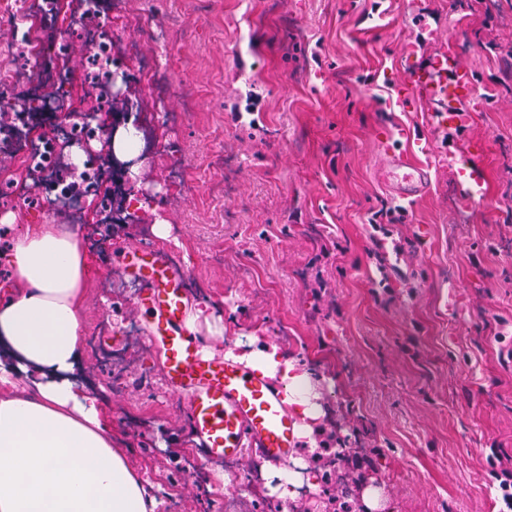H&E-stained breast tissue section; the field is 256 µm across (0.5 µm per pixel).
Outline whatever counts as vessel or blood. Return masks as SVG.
<instances>
[{"label": "vessel or blood", "instance_id": "vessel-or-blood-1", "mask_svg": "<svg viewBox=\"0 0 512 512\" xmlns=\"http://www.w3.org/2000/svg\"><path fill=\"white\" fill-rule=\"evenodd\" d=\"M410 85L431 105L439 131L467 124L471 80L453 54L430 56L413 70ZM393 165L400 194L420 195L430 180L428 170L400 155ZM448 171L459 198L475 203L485 170L473 149L449 152ZM122 257L128 277L140 286L146 338L163 356L167 386L182 397L185 416L203 443L202 455L235 459L251 446L266 458L287 460L297 444L295 418L269 378L236 359L204 353L187 326L185 268L157 247L130 246Z\"/></svg>", "mask_w": 512, "mask_h": 512}]
</instances>
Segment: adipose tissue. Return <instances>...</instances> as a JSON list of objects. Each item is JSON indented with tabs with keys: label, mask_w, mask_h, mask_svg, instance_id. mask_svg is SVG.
<instances>
[{
	"label": "adipose tissue",
	"mask_w": 512,
	"mask_h": 512,
	"mask_svg": "<svg viewBox=\"0 0 512 512\" xmlns=\"http://www.w3.org/2000/svg\"><path fill=\"white\" fill-rule=\"evenodd\" d=\"M0 292V512H158L148 481L112 444L102 392L85 379L88 246L80 227L32 224L8 252ZM274 379L311 438L319 409L275 344L247 357Z\"/></svg>",
	"instance_id": "ef3b65f1"
}]
</instances>
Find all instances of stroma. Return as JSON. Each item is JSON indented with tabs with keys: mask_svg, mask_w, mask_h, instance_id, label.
<instances>
[{
	"mask_svg": "<svg viewBox=\"0 0 512 512\" xmlns=\"http://www.w3.org/2000/svg\"><path fill=\"white\" fill-rule=\"evenodd\" d=\"M72 104L85 98L87 55L64 23ZM112 68L133 73L165 50L163 89L136 84L144 134L137 178L104 174L143 201L139 221L103 228L52 210L21 163L0 156V193L24 188L0 223L4 259L29 224H80L90 245L84 316L87 376L105 390L112 437L160 487L158 512H277L252 488L262 459L236 471L181 466L190 429L143 337L127 246L164 248L188 272L190 307L221 318L207 350L236 337L276 344L318 384L332 448L358 449L390 512H500L496 462L512 460V0H112L102 27ZM136 43L137 55L126 47ZM455 55L473 81L468 126L446 137L409 85L413 66ZM27 56L0 24V98L21 99ZM473 146L487 172L480 202H459L448 153ZM426 166L421 197L399 198L393 154ZM384 209L399 224H377ZM170 226L168 239L151 230Z\"/></svg>",
	"mask_w": 512,
	"mask_h": 512,
	"instance_id": "35a3bbf8",
	"label": "stroma"
}]
</instances>
